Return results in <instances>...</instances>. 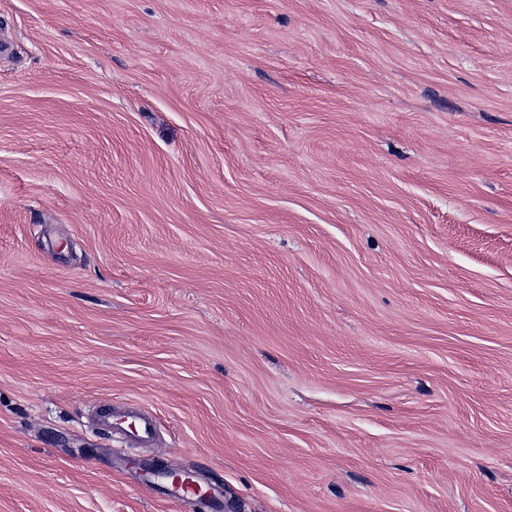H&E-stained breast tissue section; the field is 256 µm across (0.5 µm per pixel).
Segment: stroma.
Here are the masks:
<instances>
[{"mask_svg":"<svg viewBox=\"0 0 512 512\" xmlns=\"http://www.w3.org/2000/svg\"><path fill=\"white\" fill-rule=\"evenodd\" d=\"M159 463L512 512V0H0V512H211ZM93 425L111 436H117L129 448L150 446L158 438L156 418L134 406L96 411ZM183 480L175 482L171 478L163 479V485H160L161 492L167 497L181 501L184 496L194 492V477L188 473H182ZM193 494H196L195 492Z\"/></svg>","mask_w":512,"mask_h":512,"instance_id":"stroma-1","label":"stroma"}]
</instances>
